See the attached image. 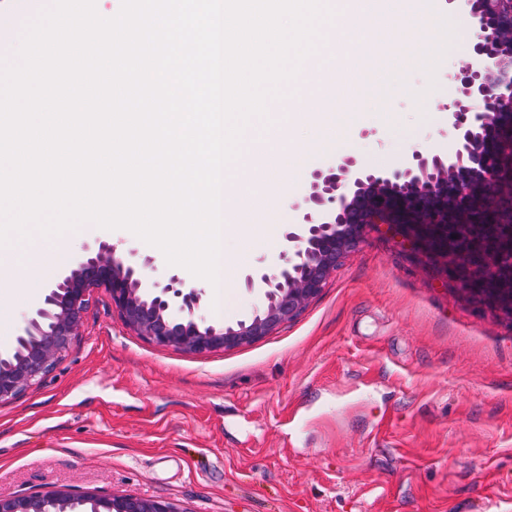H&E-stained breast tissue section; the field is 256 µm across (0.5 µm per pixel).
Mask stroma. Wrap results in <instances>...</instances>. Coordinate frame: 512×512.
Masks as SVG:
<instances>
[{"label": "stroma", "mask_w": 512, "mask_h": 512, "mask_svg": "<svg viewBox=\"0 0 512 512\" xmlns=\"http://www.w3.org/2000/svg\"><path fill=\"white\" fill-rule=\"evenodd\" d=\"M435 72L419 68L370 105L327 151L297 130L307 172L345 156L375 172L412 150L450 154L443 104L476 24L462 0ZM104 239L155 259L131 232L62 234V268ZM281 233L246 247L224 325L265 301L247 274L279 261ZM80 487L148 497L182 512H512V319L473 302L386 227L368 233L295 321L251 345L208 355L128 330L107 293L78 340L33 389L0 405V496Z\"/></svg>", "instance_id": "35a3bbf8"}]
</instances>
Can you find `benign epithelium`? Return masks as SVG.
<instances>
[{"label":"benign epithelium","mask_w":512,"mask_h":512,"mask_svg":"<svg viewBox=\"0 0 512 512\" xmlns=\"http://www.w3.org/2000/svg\"><path fill=\"white\" fill-rule=\"evenodd\" d=\"M478 34L455 73L457 96L444 106L454 155L414 150L391 174L354 168L350 157L314 170L300 223L285 225L281 263L246 277L264 289L265 303L237 327L203 313L204 289L177 273L148 274L154 258L123 252L103 240L86 244L26 311L13 345L0 351V404L42 382L81 335L84 318L105 291L128 329L159 346L208 354L250 345L297 319L343 259L372 229L384 225L404 245L439 267L478 302L512 315V294L495 288L498 261L512 252V222L496 241L479 242L472 225L499 223L512 208V0H469ZM78 489L0 498V512H57L74 504ZM93 512H180L172 503L135 496L83 493Z\"/></svg>","instance_id":"benign-epithelium-1"}]
</instances>
